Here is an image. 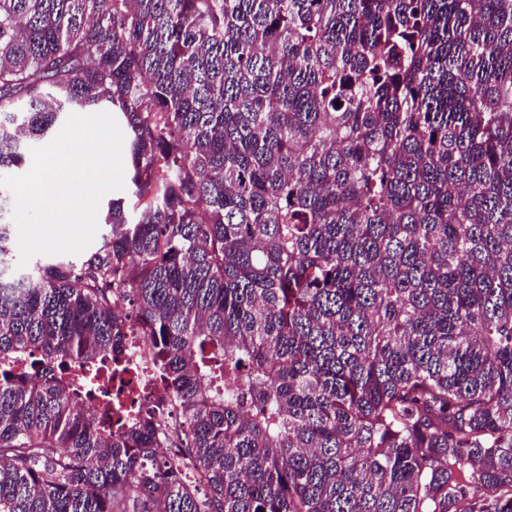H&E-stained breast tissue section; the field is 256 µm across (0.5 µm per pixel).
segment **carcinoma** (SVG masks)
<instances>
[{
  "instance_id": "obj_1",
  "label": "carcinoma",
  "mask_w": 512,
  "mask_h": 512,
  "mask_svg": "<svg viewBox=\"0 0 512 512\" xmlns=\"http://www.w3.org/2000/svg\"><path fill=\"white\" fill-rule=\"evenodd\" d=\"M103 111L145 206L0 246V512H512V0H0V176ZM128 351V360L136 366L139 375L132 368L126 372H121V374L109 373L105 367L107 362H105L101 374L105 378L111 375L110 386H112V392L117 389L127 390L133 387L134 393L131 394V398H135L137 395H145L149 398L159 397L161 387L157 379L156 364L150 357L148 343L144 336H129Z\"/></svg>"
}]
</instances>
